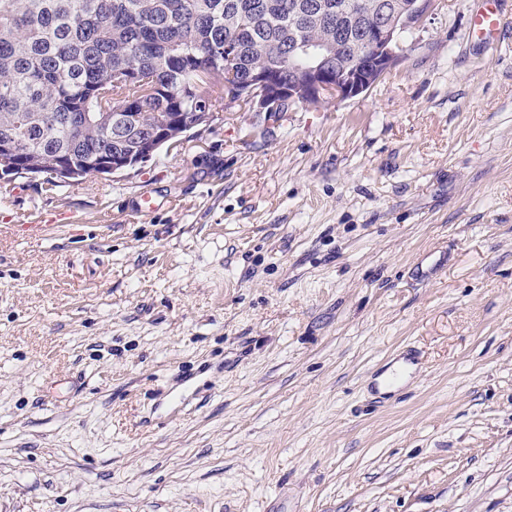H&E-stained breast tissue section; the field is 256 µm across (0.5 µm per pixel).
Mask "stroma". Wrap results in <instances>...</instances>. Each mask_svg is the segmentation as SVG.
<instances>
[{
	"label": "stroma",
	"mask_w": 512,
	"mask_h": 512,
	"mask_svg": "<svg viewBox=\"0 0 512 512\" xmlns=\"http://www.w3.org/2000/svg\"><path fill=\"white\" fill-rule=\"evenodd\" d=\"M475 8L358 97L0 183V512H512V40ZM481 9L475 16L474 25L479 27V33L490 38L488 44L498 42L503 35L504 28L498 23V15L502 0H480Z\"/></svg>",
	"instance_id": "stroma-1"
}]
</instances>
